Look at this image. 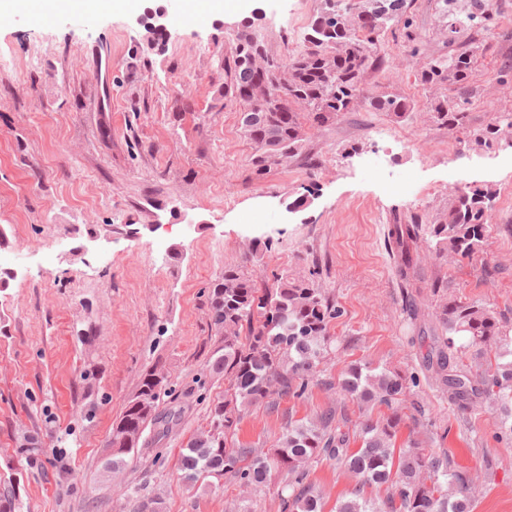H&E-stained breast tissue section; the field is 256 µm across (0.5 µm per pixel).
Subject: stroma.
Here are the masks:
<instances>
[{
    "instance_id": "stroma-1",
    "label": "stroma",
    "mask_w": 512,
    "mask_h": 512,
    "mask_svg": "<svg viewBox=\"0 0 512 512\" xmlns=\"http://www.w3.org/2000/svg\"><path fill=\"white\" fill-rule=\"evenodd\" d=\"M170 1L169 38L150 52L140 23L150 0L50 17L35 6L0 12V479L19 474L21 512H129L101 468L103 446L157 363L169 380L160 408L180 418L163 437L145 429L122 474L127 488L162 495L164 512H279L276 472L252 488L181 481V451L228 386L207 367L216 344L207 291L230 266L259 289L282 274L314 276L340 310L305 396L275 412L242 409L235 440L272 448L289 422L330 408L351 424L386 416L334 384L359 361L388 367L410 378L397 447L413 438L446 452L473 475V512H512V446L496 414L458 408L425 365L448 296L512 322V128L492 146L475 143L512 116V0H486L487 25L459 36L478 47L462 126L429 117L446 89L420 74L451 47L438 0H410L409 30L382 38L381 62L365 78L406 99L410 116L397 123L354 107L308 130L300 154L263 175L239 104L224 92V60L256 6L268 58L297 56L324 0H157ZM105 44L108 112L98 109L90 55ZM453 169L492 193L483 247L440 258L421 235L420 287H403L389 229L437 223ZM20 429L45 443L36 463L13 444ZM309 479L330 507L357 484L329 462Z\"/></svg>"
}]
</instances>
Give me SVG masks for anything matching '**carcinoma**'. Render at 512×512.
<instances>
[{"instance_id": "carcinoma-1", "label": "carcinoma", "mask_w": 512, "mask_h": 512, "mask_svg": "<svg viewBox=\"0 0 512 512\" xmlns=\"http://www.w3.org/2000/svg\"><path fill=\"white\" fill-rule=\"evenodd\" d=\"M456 0H442L448 17V43L474 20L473 12L455 8ZM325 8L312 20L305 36L306 49L283 67L272 64L264 72L254 59L266 53L255 21L240 23L235 31V52L224 60L229 91L243 102L259 95L255 112L240 115L247 139L257 147L255 166L264 173L302 150L304 125L325 127L362 100L373 112L400 121L408 103L381 89L364 92L363 76L377 61L379 38L395 31L407 9L406 0H324ZM476 47L460 48L431 59L421 72L426 85L448 84L456 96L430 103L433 121L454 130L462 125L463 105L475 78ZM483 189L455 190L444 219L429 228L441 257L466 258L476 254L485 239L488 202ZM421 225L395 224L389 235L400 261L398 274L405 287L414 286L415 265L410 245ZM212 331H223L210 357V370L224 375V400L210 408V429L195 434L182 455V482L194 486L210 476H225L241 486L265 483L273 470L284 474L281 512H324V494L308 481L311 467L334 461L357 478L360 488L336 500L331 512H473V479L451 467L449 457L417 442L395 450L398 428L404 421L400 397L407 377L399 372L352 364L336 383V391L363 403L391 409L381 421L356 424L360 448H349L350 435L327 410L307 423H288L277 447L268 452L228 441L240 419L241 408L262 404L270 411L280 400L301 398L332 345L329 324L339 313L336 305L313 282L276 278L272 288L259 290L238 269H226L207 291ZM444 335L433 337L428 368L448 391V398L463 409L493 407L502 433L512 435V326L490 306L448 297L435 316ZM247 335H240L241 329ZM465 336L456 345L455 337ZM470 356L472 366L455 361V354ZM167 374L159 366L146 369L136 392L112 423L105 447L112 458L102 466L118 479L127 457L138 448L150 424L167 426L158 412L166 394ZM19 454L33 459L41 452L30 433L14 436ZM385 485L383 499L361 492L365 485ZM0 512H21L13 487L0 493Z\"/></svg>"}]
</instances>
